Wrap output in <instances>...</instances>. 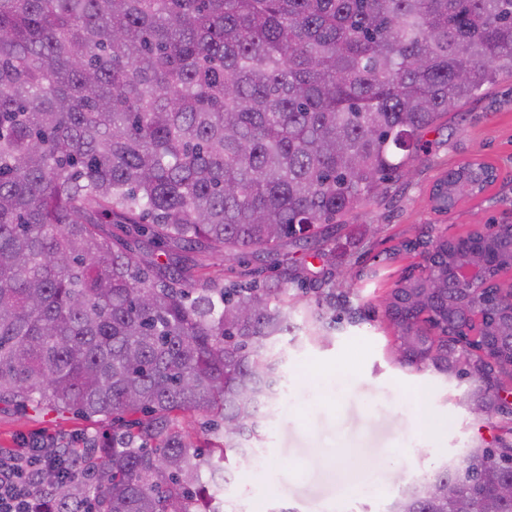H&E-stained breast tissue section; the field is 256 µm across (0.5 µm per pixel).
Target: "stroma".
Listing matches in <instances>:
<instances>
[{
  "label": "stroma",
  "mask_w": 512,
  "mask_h": 512,
  "mask_svg": "<svg viewBox=\"0 0 512 512\" xmlns=\"http://www.w3.org/2000/svg\"><path fill=\"white\" fill-rule=\"evenodd\" d=\"M429 145L414 163L409 182H396L383 196L356 208L334 243L329 263L295 255L308 276L325 265L366 270L349 293L358 322L337 325L329 341L313 336L305 321L314 293L300 294L293 327L277 345L283 358L280 392L266 419L250 464H233L224 486L232 512H385L401 486L462 457L477 437L492 439L493 429L474 420L466 397L470 383L434 369L400 365L394 331L382 319V300L400 275L419 259L384 256L416 228L434 234L464 235L474 224L512 213V78L499 81L443 117L428 133ZM496 167L498 180L451 212L435 213L428 195L435 179L463 162ZM188 263L197 283L216 279L244 284L256 276L271 280L282 267L246 257L191 252ZM72 415L38 416L0 411V448H15L40 435L81 447L84 439L111 435ZM359 471L357 490L337 480L340 468Z\"/></svg>",
  "instance_id": "stroma-1"
}]
</instances>
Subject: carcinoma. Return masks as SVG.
<instances>
[{
	"instance_id": "1",
	"label": "carcinoma",
	"mask_w": 512,
	"mask_h": 512,
	"mask_svg": "<svg viewBox=\"0 0 512 512\" xmlns=\"http://www.w3.org/2000/svg\"><path fill=\"white\" fill-rule=\"evenodd\" d=\"M512 77V0H0V405L112 422L86 480L44 481L52 512H226L224 466L249 462L281 381L296 276L195 288L178 252L328 256L331 229L405 178L425 134ZM498 178L446 171V213ZM123 224L125 240L109 226ZM489 286L448 287L461 238L422 233L394 259L431 264L383 300L397 361L476 384L501 416L461 469L406 484L387 512H512V317L485 343L456 303L489 307L512 265L499 232ZM162 246L166 260L139 254ZM310 320L336 327V284ZM212 416L209 437L185 426Z\"/></svg>"
}]
</instances>
